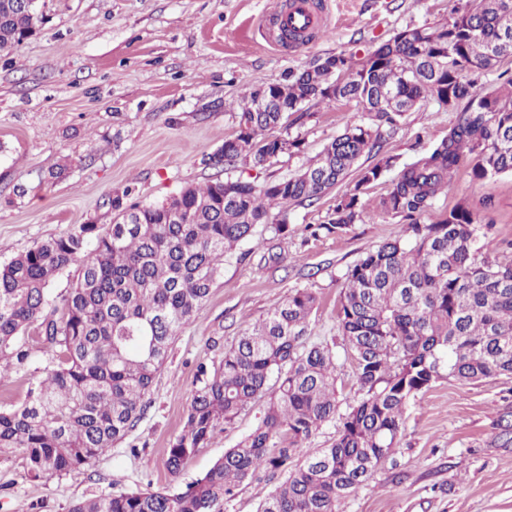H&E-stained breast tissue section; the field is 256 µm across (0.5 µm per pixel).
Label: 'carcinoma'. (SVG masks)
Instances as JSON below:
<instances>
[{
    "label": "carcinoma",
    "instance_id": "cac0c4a2",
    "mask_svg": "<svg viewBox=\"0 0 512 512\" xmlns=\"http://www.w3.org/2000/svg\"><path fill=\"white\" fill-rule=\"evenodd\" d=\"M37 21L38 13L0 0V53L24 41ZM505 24L512 29V0H471L443 26L398 32L365 63L339 53L288 74V98L354 101L370 123L348 126L299 173L261 186L217 177L143 207H126L117 195L112 224H80L0 265V379L29 363L34 350L53 352L22 404L0 409V456L21 452L27 475L39 480L80 470L123 441L150 404L178 330L217 285L224 258L260 226L288 236V206L332 191L362 155L380 151L383 129L428 98L465 106L448 137L405 166L381 199L383 213L408 221L409 237L384 242L348 269L338 336L307 342L316 298L292 291L203 372L165 467L178 478L220 425L268 397L234 447L183 489L84 498L70 512H224L260 469L284 480L258 512H338L391 457L419 394L441 379L512 375V242L496 258L479 255L480 225L464 205L421 223L464 158L472 157L479 180L512 174V88L480 91L470 78L512 55ZM342 72L348 81L329 93ZM286 122V112L257 111L250 91L236 131L211 163L262 169L300 151L296 140L266 135ZM395 163L385 156L361 169L311 235H339L362 220L366 187ZM72 267L75 282L61 306L47 310L48 287ZM31 330L32 344L20 342ZM338 337L356 367L360 393L352 401L337 389ZM337 418L329 447L306 448Z\"/></svg>",
    "mask_w": 512,
    "mask_h": 512
}]
</instances>
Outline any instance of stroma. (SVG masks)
<instances>
[{
    "instance_id": "stroma-1",
    "label": "stroma",
    "mask_w": 512,
    "mask_h": 512,
    "mask_svg": "<svg viewBox=\"0 0 512 512\" xmlns=\"http://www.w3.org/2000/svg\"><path fill=\"white\" fill-rule=\"evenodd\" d=\"M327 29L309 44L280 52L267 43L262 17L277 0H39L32 36L0 55V264L80 224H110L113 196L159 203L214 177L262 182L297 173L368 115L352 103L314 100L290 114L280 136L301 143L259 171L244 164L208 166L236 129L239 99L281 82L318 59L374 51L408 27L448 23L467 0H323ZM458 110L420 102L385 134L380 154L395 156L363 196L364 217L340 235L310 237L336 203L327 194L288 209L290 233L257 231L247 257L232 255L205 305L177 334L158 374L150 406L129 435L92 465L33 481L20 453L0 457V512H68L83 496L177 485L209 470L255 423L266 401L218 428L171 479L164 460L200 378L225 347L295 289L313 293L311 341L336 335L345 274L364 253L404 235L407 224L381 214L379 202L401 166L446 138ZM480 214L481 255H500L512 240V175L475 181L463 161L422 221L454 206ZM51 349L0 384V407L23 402ZM512 409V376L464 384L438 381L408 408L392 457L340 504L341 512H512V446L494 437Z\"/></svg>"
}]
</instances>
